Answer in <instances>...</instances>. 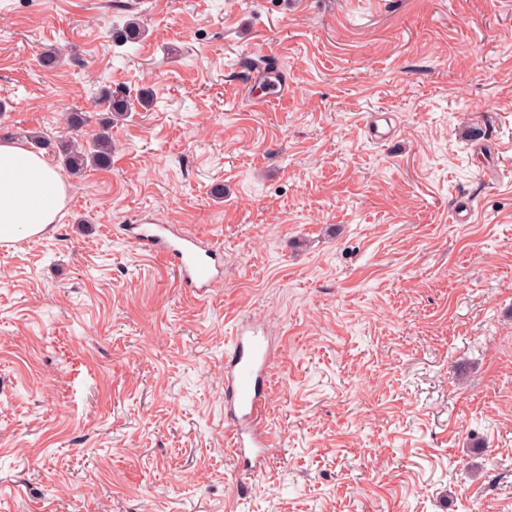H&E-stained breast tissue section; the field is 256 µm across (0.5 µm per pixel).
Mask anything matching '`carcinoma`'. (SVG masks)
I'll return each instance as SVG.
<instances>
[{"instance_id": "obj_1", "label": "carcinoma", "mask_w": 512, "mask_h": 512, "mask_svg": "<svg viewBox=\"0 0 512 512\" xmlns=\"http://www.w3.org/2000/svg\"><path fill=\"white\" fill-rule=\"evenodd\" d=\"M65 59L60 47L47 48L39 56L43 69L51 71L59 67ZM102 99L117 117L124 118L131 103L124 96L114 95L108 91L102 93ZM86 122L81 112H71L65 118V126L59 131L57 139L50 142L36 132L28 139L37 145L51 148V152L60 160V164L72 175L78 176L90 167L107 169L112 164V137L107 128H102L92 140L84 143L73 136Z\"/></svg>"}]
</instances>
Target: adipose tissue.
Listing matches in <instances>:
<instances>
[{"label": "adipose tissue", "mask_w": 512, "mask_h": 512, "mask_svg": "<svg viewBox=\"0 0 512 512\" xmlns=\"http://www.w3.org/2000/svg\"><path fill=\"white\" fill-rule=\"evenodd\" d=\"M68 186L40 153L19 142L0 143V243L58 223Z\"/></svg>", "instance_id": "ef3b65f1"}]
</instances>
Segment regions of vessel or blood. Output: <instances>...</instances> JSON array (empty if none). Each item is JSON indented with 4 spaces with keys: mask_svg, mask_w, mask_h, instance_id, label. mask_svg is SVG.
Returning a JSON list of instances; mask_svg holds the SVG:
<instances>
[{
    "mask_svg": "<svg viewBox=\"0 0 512 512\" xmlns=\"http://www.w3.org/2000/svg\"><path fill=\"white\" fill-rule=\"evenodd\" d=\"M246 81L263 85L265 103L288 94L286 82L271 68L248 70ZM133 240L169 259L178 279L199 293H206L222 277L220 251L198 236L174 233L167 224L144 222L138 224ZM271 360L265 337L244 326L237 329L232 350L224 358V414L231 423V448L239 468L249 472L263 464L271 442L263 423Z\"/></svg>",
    "mask_w": 512,
    "mask_h": 512,
    "instance_id": "b4317fda",
    "label": "vessel or blood"
}]
</instances>
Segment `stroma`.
Instances as JSON below:
<instances>
[{
    "label": "stroma",
    "mask_w": 512,
    "mask_h": 512,
    "mask_svg": "<svg viewBox=\"0 0 512 512\" xmlns=\"http://www.w3.org/2000/svg\"><path fill=\"white\" fill-rule=\"evenodd\" d=\"M255 64L287 102L252 105ZM0 102V141L81 112L113 143L0 245V512H512V0H0ZM145 216L222 248L207 297ZM241 325L279 352L248 473ZM272 354L265 336L241 326L224 358V414L231 423V448L240 469L254 471L267 456L271 437L263 423Z\"/></svg>",
    "instance_id": "stroma-1"
}]
</instances>
